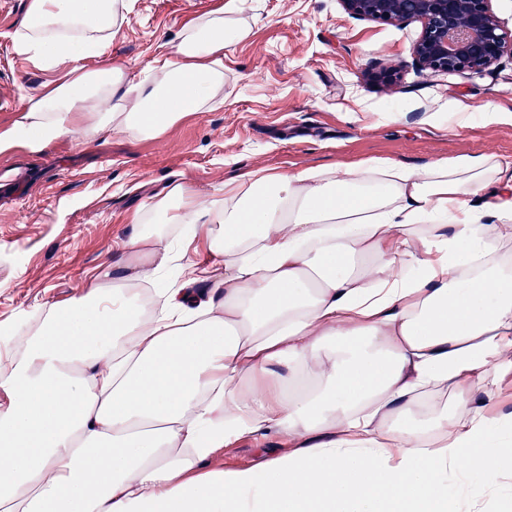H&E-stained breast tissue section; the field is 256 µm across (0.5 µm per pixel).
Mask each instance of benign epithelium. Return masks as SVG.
<instances>
[{
  "instance_id": "benign-epithelium-1",
  "label": "benign epithelium",
  "mask_w": 512,
  "mask_h": 512,
  "mask_svg": "<svg viewBox=\"0 0 512 512\" xmlns=\"http://www.w3.org/2000/svg\"><path fill=\"white\" fill-rule=\"evenodd\" d=\"M357 20L402 24L415 21L421 33L413 64L431 73L482 71L512 57V32H505L492 0H340Z\"/></svg>"
}]
</instances>
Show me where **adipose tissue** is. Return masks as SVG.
<instances>
[{"label": "adipose tissue", "mask_w": 512, "mask_h": 512, "mask_svg": "<svg viewBox=\"0 0 512 512\" xmlns=\"http://www.w3.org/2000/svg\"><path fill=\"white\" fill-rule=\"evenodd\" d=\"M221 10L132 80L82 64L118 35L116 0H28L17 50L70 78L0 147L160 138L249 34L223 21L244 0ZM131 222L114 271L0 355V512H487L512 473V419L490 410L512 370V166L250 169L174 183ZM246 436L292 450L213 465Z\"/></svg>", "instance_id": "obj_1"}]
</instances>
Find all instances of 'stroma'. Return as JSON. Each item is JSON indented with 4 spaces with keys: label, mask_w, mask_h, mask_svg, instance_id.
<instances>
[{
    "label": "stroma",
    "mask_w": 512,
    "mask_h": 512,
    "mask_svg": "<svg viewBox=\"0 0 512 512\" xmlns=\"http://www.w3.org/2000/svg\"><path fill=\"white\" fill-rule=\"evenodd\" d=\"M224 0H127L119 36L92 70L140 78L160 44ZM28 0H0V131L68 78L14 45ZM250 33L221 58L224 88L158 140L108 130L0 148V330L68 302L111 268L133 213L177 182L222 188L249 168L288 171L382 159L422 166L493 153L512 162V58L478 73L418 71L421 25L357 20L339 0H248ZM401 64L398 92L376 80ZM465 105L471 115L458 124ZM498 112V120L486 117Z\"/></svg>",
    "instance_id": "stroma-1"
}]
</instances>
